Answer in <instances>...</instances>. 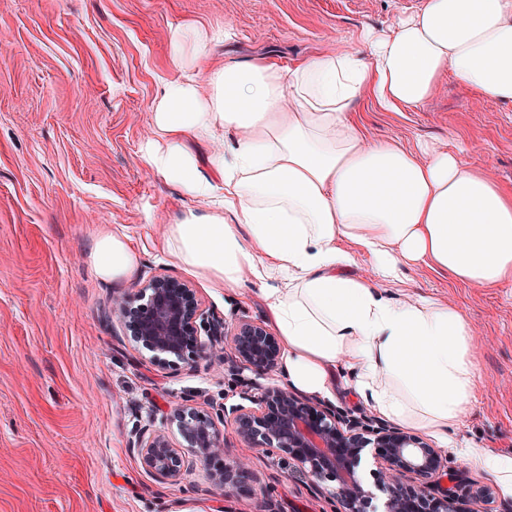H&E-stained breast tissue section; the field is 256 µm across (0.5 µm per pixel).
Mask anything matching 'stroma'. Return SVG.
Returning <instances> with one entry per match:
<instances>
[{
    "mask_svg": "<svg viewBox=\"0 0 512 512\" xmlns=\"http://www.w3.org/2000/svg\"><path fill=\"white\" fill-rule=\"evenodd\" d=\"M421 0H0V512H330L288 465L254 457L225 432L226 453L259 476L233 497L203 465L155 481L129 446L149 425L183 440L169 415L182 398L239 403L218 366L158 367L117 341L106 314L127 284L96 276L90 247L103 230L129 236L138 274L192 281L227 323L271 325L258 282L224 288L172 263L162 227L204 211L150 170L141 147L150 112L179 75L169 49L180 24L229 28L207 65L259 57L288 67L383 30ZM373 136L480 145L512 189V103L478 99L445 76L424 104L400 112L359 98ZM387 295H426L470 322L479 363L456 442L512 456V284L475 288L422 266Z\"/></svg>",
    "mask_w": 512,
    "mask_h": 512,
    "instance_id": "1",
    "label": "stroma"
}]
</instances>
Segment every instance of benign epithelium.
<instances>
[{"instance_id": "1", "label": "benign epithelium", "mask_w": 512, "mask_h": 512, "mask_svg": "<svg viewBox=\"0 0 512 512\" xmlns=\"http://www.w3.org/2000/svg\"><path fill=\"white\" fill-rule=\"evenodd\" d=\"M112 322L120 324L135 350L151 353L159 366L193 365L214 357L224 370L252 377L240 383L244 403L213 405L205 411L185 399L170 420L186 442L178 448L161 430L144 428L129 446L145 469L161 483L179 481L189 466L221 465L213 475L224 496L237 494L256 481L250 463L226 459L224 429L256 453L272 460H292L311 488L327 493L336 512H369L371 493L357 475L363 453L381 459L378 483L385 495L382 512H475L463 507L470 485L454 490L441 486L448 455L417 435L399 428L373 425L366 417L344 423L336 411L288 387L264 384L281 360V345L264 325L241 319L234 324L202 306L194 288L166 274L134 284L112 301Z\"/></svg>"}]
</instances>
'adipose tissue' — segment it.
<instances>
[{
    "mask_svg": "<svg viewBox=\"0 0 512 512\" xmlns=\"http://www.w3.org/2000/svg\"><path fill=\"white\" fill-rule=\"evenodd\" d=\"M215 38L174 30L181 75L141 148L151 170L209 205L166 225L169 256L219 286L281 278L265 294L290 388L333 398L334 369L346 365L371 412L451 445L478 379L473 329L446 301L394 302L379 284L418 264L472 287L512 282V192L478 146L372 139L353 106L364 95L387 110L420 105L447 73L478 98L512 102V0H424L388 29L288 68L231 60L201 70ZM227 128L238 133L229 160L219 146ZM192 138L214 143V178L202 175ZM357 252L369 275L349 274ZM91 257L104 281H131L138 269L122 233H99ZM460 454L512 495V457L471 446Z\"/></svg>",
    "mask_w": 512,
    "mask_h": 512,
    "instance_id": "adipose-tissue-1",
    "label": "adipose tissue"
}]
</instances>
